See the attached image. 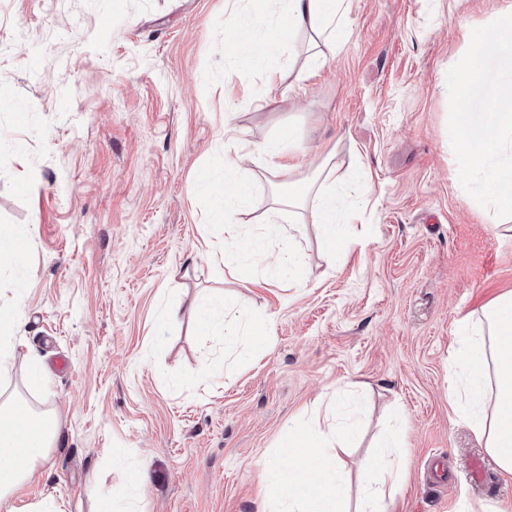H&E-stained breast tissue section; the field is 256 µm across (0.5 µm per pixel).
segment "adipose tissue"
<instances>
[{"mask_svg": "<svg viewBox=\"0 0 512 512\" xmlns=\"http://www.w3.org/2000/svg\"><path fill=\"white\" fill-rule=\"evenodd\" d=\"M353 0H279L278 13H271L270 0H250L239 12L231 41L232 60L224 72L233 82L243 68L258 66L261 59L281 52L292 42L293 34L308 29L335 46L342 36V23ZM278 30L274 41L258 39L259 26ZM220 190L215 196L224 211V248L211 256L214 270L238 253L251 250L254 238L237 220L249 202L242 190L243 180L232 158H225ZM336 171L321 165L313 176L289 181L284 193L289 207L309 205L312 224L329 252L354 244L351 226L356 211L338 203L334 186ZM223 316L214 319L211 306H202L200 320L234 351L241 340L264 346L271 331V320L245 322L242 309L223 303ZM14 305L0 304V512H65L54 495L34 501H21L18 492L30 481L39 464L55 448L60 431L56 413L31 408L9 384L15 371ZM451 395L460 415L499 467L512 474V290L498 295L480 315H466L458 322V340L448 361ZM397 434L385 437L382 452L362 465L363 486L357 507H350L342 474L340 454L347 435L334 424L331 409L314 412L308 420L289 423L281 452L289 459L287 481L269 486L270 499L287 504L288 512H388V498L398 484L402 463L387 456Z\"/></svg>", "mask_w": 512, "mask_h": 512, "instance_id": "obj_1", "label": "adipose tissue"}]
</instances>
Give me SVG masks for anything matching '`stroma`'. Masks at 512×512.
Here are the masks:
<instances>
[{
    "label": "stroma",
    "mask_w": 512,
    "mask_h": 512,
    "mask_svg": "<svg viewBox=\"0 0 512 512\" xmlns=\"http://www.w3.org/2000/svg\"><path fill=\"white\" fill-rule=\"evenodd\" d=\"M233 2L0 0V227L27 232L21 262L0 268V297L19 300L12 381L37 354L46 386L28 399L61 421L21 498L86 512L91 491L120 490L117 452L146 472L142 512H280L265 489L284 429L357 382L349 491L399 410L394 512H512V475L448 382L458 320L512 290V233L457 176L446 84L465 30L506 0H353L325 65L310 57L327 46L300 30L270 59L275 77L245 71L228 92ZM228 124L244 147L226 145ZM288 129L307 148L299 169L260 170L254 150ZM228 156L251 188L239 220L258 234L274 189L331 157L365 244L330 255L306 223L293 232L304 287L252 253L215 274L224 220L196 182ZM219 295L272 318L266 347L225 361L197 319ZM475 465L486 480L462 481Z\"/></svg>",
    "instance_id": "1"
}]
</instances>
